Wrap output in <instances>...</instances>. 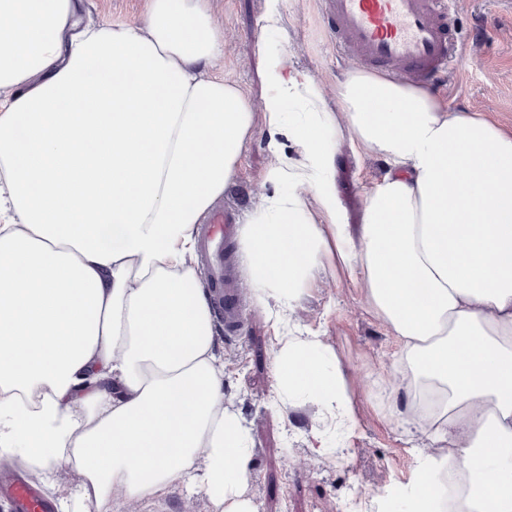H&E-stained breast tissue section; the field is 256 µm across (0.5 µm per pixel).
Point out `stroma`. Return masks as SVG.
<instances>
[{"label":"stroma","mask_w":512,"mask_h":512,"mask_svg":"<svg viewBox=\"0 0 512 512\" xmlns=\"http://www.w3.org/2000/svg\"><path fill=\"white\" fill-rule=\"evenodd\" d=\"M146 5L147 0H88L86 19L129 22ZM271 8L282 18L281 30L274 33L263 21ZM213 11L224 29V56L215 72L237 82L253 109L262 104V58L279 52L312 77L328 108H335L336 83L354 64L337 59L328 21L315 0H213ZM456 23L464 29L484 24L486 35L449 74L440 96L512 129V0H457ZM265 138L264 128H257L233 181L248 208L267 190ZM383 169L382 161L341 146L337 183L349 223L360 221L365 178ZM292 322L301 333L319 334L343 362L359 422L346 445L337 446L329 435L327 453L314 449L312 434L323 427L321 411L311 403L285 409L276 401L275 331L266 309L249 301L243 337L219 338L218 349L224 357L226 403L237 412L252 449L249 491L255 512H366L368 499L407 484L414 474L415 439L385 422L368 396L371 368L390 360L393 341L337 270L321 273L295 306Z\"/></svg>","instance_id":"stroma-1"}]
</instances>
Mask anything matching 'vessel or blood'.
Here are the masks:
<instances>
[{
  "label": "vessel or blood",
  "instance_id": "vessel-or-blood-1",
  "mask_svg": "<svg viewBox=\"0 0 512 512\" xmlns=\"http://www.w3.org/2000/svg\"><path fill=\"white\" fill-rule=\"evenodd\" d=\"M456 0H319L338 55L371 70L425 85L443 79L484 35L462 34L453 19ZM241 233L229 213L217 209L198 228V257L213 307L228 339L243 331L246 301L236 287L242 271L233 252ZM14 512H52V502L19 472L0 471V494Z\"/></svg>",
  "mask_w": 512,
  "mask_h": 512
}]
</instances>
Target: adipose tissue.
Segmentation results:
<instances>
[{"mask_svg": "<svg viewBox=\"0 0 512 512\" xmlns=\"http://www.w3.org/2000/svg\"><path fill=\"white\" fill-rule=\"evenodd\" d=\"M86 0H0V459L59 512H120L175 486L255 512L249 438L225 404L197 226L267 131L268 191L240 235L274 328L325 269L392 336L374 379L419 435L393 512H512V131L421 86L354 69L328 109L283 54L261 110L212 74V0H149L84 23ZM383 160L359 228L336 190L341 145ZM281 405L357 424L339 359L281 331ZM68 466L83 477L60 485Z\"/></svg>", "mask_w": 512, "mask_h": 512, "instance_id": "obj_1", "label": "adipose tissue"}]
</instances>
